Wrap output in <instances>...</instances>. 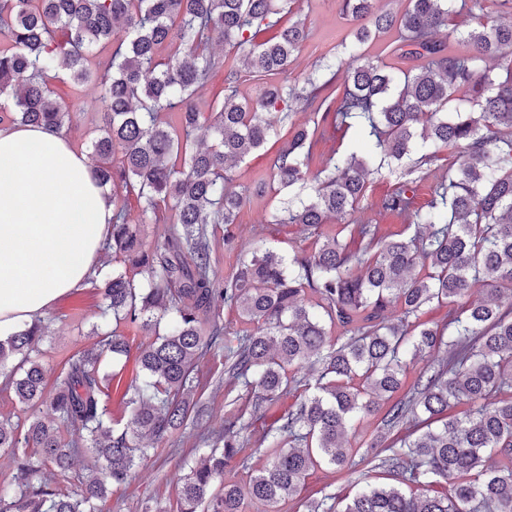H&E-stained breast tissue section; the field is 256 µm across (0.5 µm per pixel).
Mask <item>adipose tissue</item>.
I'll list each match as a JSON object with an SVG mask.
<instances>
[{"mask_svg": "<svg viewBox=\"0 0 512 512\" xmlns=\"http://www.w3.org/2000/svg\"><path fill=\"white\" fill-rule=\"evenodd\" d=\"M85 153L36 125L0 129V337L86 285L112 231Z\"/></svg>", "mask_w": 512, "mask_h": 512, "instance_id": "adipose-tissue-1", "label": "adipose tissue"}]
</instances>
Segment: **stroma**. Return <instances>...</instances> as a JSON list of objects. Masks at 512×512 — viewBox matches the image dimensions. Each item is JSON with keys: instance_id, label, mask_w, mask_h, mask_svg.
<instances>
[{"instance_id": "stroma-1", "label": "stroma", "mask_w": 512, "mask_h": 512, "mask_svg": "<svg viewBox=\"0 0 512 512\" xmlns=\"http://www.w3.org/2000/svg\"><path fill=\"white\" fill-rule=\"evenodd\" d=\"M294 16L304 21L308 37L282 81L286 84L301 82L311 72L315 63L329 56L341 54L343 43L352 29L351 23L342 15L340 0H293ZM296 123L307 125L314 130V142L310 157L311 169H319L327 159L350 149L359 136L357 128L341 125L336 112H311L293 105ZM289 136L287 127H279L265 146L238 163L234 176L239 188L246 190L248 200L243 207L234 228L235 244L226 247L223 242V228H216L212 240V265L218 278H225L239 261L252 249L267 246L280 254H311L315 248L314 239L296 224H273L269 218L277 205L275 193L270 190L271 160ZM396 179L388 173L370 176L366 203L369 214L377 227L379 237L397 234L411 236L413 230L400 215L380 211L379 204L395 187ZM98 298L91 286H84L62 297L46 316L49 318V333L41 349L43 361L49 376H56L63 360L79 349L92 345V332ZM121 334L129 341L126 363L120 372L121 386L112 392L109 407L113 418L127 417L128 411L121 399L123 386L129 385L138 374L137 357L148 341L142 329L124 326ZM206 377L207 385L202 397L208 406L209 423L220 428L228 413L241 406L240 390L230 389L222 380L224 369L223 354H210L198 364ZM202 442L196 430L187 428L174 432L172 438L156 442L151 458L140 463L132 472L128 484L112 492V512H174L177 486L174 479L175 464L179 457H193ZM360 478L354 479L344 472L325 467L310 471L292 501L283 504L281 512H307L310 501L331 494L339 498L353 496L361 486L370 484L385 486L394 479L385 469H370L360 466Z\"/></svg>"}]
</instances>
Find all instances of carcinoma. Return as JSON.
Returning <instances> with one entry per match:
<instances>
[{
    "label": "carcinoma",
    "mask_w": 512,
    "mask_h": 512,
    "mask_svg": "<svg viewBox=\"0 0 512 512\" xmlns=\"http://www.w3.org/2000/svg\"><path fill=\"white\" fill-rule=\"evenodd\" d=\"M341 2L353 25L349 44L288 85L273 77L300 53L304 22L265 42L255 37L290 0H0V123L69 130L76 112L58 101L49 73L97 85L87 109L104 125L90 139L89 158L98 184L112 191L106 250L147 273L142 282L118 270L102 274L98 340L69 356L52 393L41 361L45 321L0 339V392L51 412L23 427L0 419V454L16 470L0 478V512H105L112 490L150 456L144 437L206 421L207 408L194 400L197 363L215 349L224 350L230 384L258 395L250 411L224 420L215 440L203 438L209 449L179 461L176 512H245L247 500L274 509L311 469L355 474L361 464L389 469L397 484L368 486L345 503L326 496L307 512H512V396L500 397L512 386V21L477 20L457 39L463 52L450 55L435 35L448 27L454 0H407L400 13L377 9L375 0ZM392 29L402 37L391 53L416 62L407 70L362 52ZM216 41L241 51L249 71L267 79L255 101L234 89L238 70L206 51ZM109 45L110 56L100 57ZM488 58L497 70L483 68ZM215 70L225 71L227 93L206 114L196 99ZM326 73L343 79L338 113L362 142L313 172L311 133L291 122L288 103L320 111ZM461 87L473 91L466 106L453 97ZM286 123L290 137L270 171L288 199L272 223L302 225L316 237L315 250L288 261L256 249L221 282L210 228L224 225L231 245L247 202L233 168ZM445 149L448 172L419 207L412 184L430 176ZM385 167L399 186L380 207L412 221L408 239L378 238L366 215L368 178ZM124 194L136 195L143 223L164 225L160 242L145 246L140 225L119 205ZM335 221L341 228L326 230ZM344 231L360 241L358 250L339 239ZM476 288L485 296L453 310L446 328L419 321L425 306H451ZM226 306L257 325L235 345L226 340ZM123 324L155 340L141 350L142 377L123 393L129 419L117 429L107 400L127 353ZM442 345L448 359L428 365L382 418L388 434L413 427L383 453L366 450L355 460L348 427L391 400L407 367ZM304 365L314 391L259 438L272 440L274 455L244 484L224 481L231 462L250 456L245 414L288 395L299 384L288 369ZM456 405L468 410L449 413ZM494 454L508 463L487 466ZM78 456L84 473L72 490ZM442 480L453 481L451 491L430 494Z\"/></svg>",
    "instance_id": "carcinoma-1"
}]
</instances>
